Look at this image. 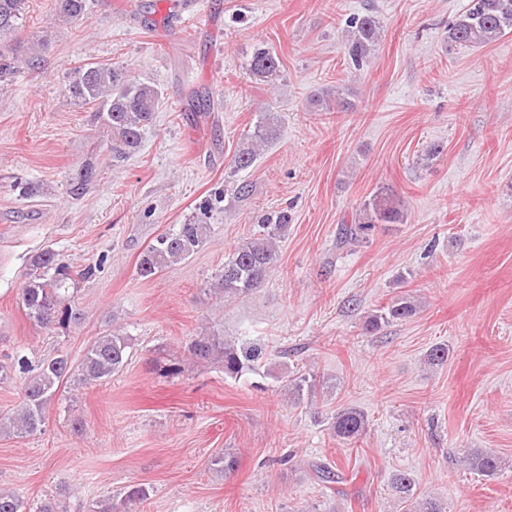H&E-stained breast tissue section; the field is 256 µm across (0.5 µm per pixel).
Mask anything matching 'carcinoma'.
Masks as SVG:
<instances>
[{"label": "carcinoma", "instance_id": "cac0c4a2", "mask_svg": "<svg viewBox=\"0 0 512 512\" xmlns=\"http://www.w3.org/2000/svg\"><path fill=\"white\" fill-rule=\"evenodd\" d=\"M27 0H0V81L22 69L35 71L41 67L36 48H25L14 42L22 26ZM88 0H50V12L64 21H82L88 15ZM512 32V0H469L466 9L448 25V44L479 48L498 41ZM382 38V26L373 12L352 17L344 53L356 69L368 65ZM282 62L276 51L266 45L257 46L248 62L250 72L271 85L281 79ZM66 90L71 97L88 106L94 123L110 136L108 151L112 162L119 164L142 147L144 134L153 123L162 102L161 89L149 81L134 78L124 67L108 63L87 62L74 72ZM278 120L273 112L259 113L235 155V165L244 170L253 165L260 148L277 135ZM100 169L93 161L82 163L69 182L74 196L86 193L98 181ZM406 213L402 204L380 189L364 200L352 224L341 225L339 244L360 243L369 238L378 224H403ZM289 216L285 210L265 213L253 225L249 237L224 256V264L211 278L208 291L224 300L246 296L258 288L280 260L278 243L288 235ZM210 226L206 223L180 224L158 236L138 256L136 273L143 279L153 278L167 268L187 260L203 245ZM95 268L80 271L58 262L56 254L45 250L31 261L21 289V306L27 320L47 333L81 325L85 311L74 300L70 289L75 278L87 279ZM417 305L409 299H398L363 321L369 334L394 320L412 317ZM187 351L197 363H219L224 373L238 376L255 370L263 358L258 345H237L224 338V331L210 326L191 337ZM130 337L119 328L106 326L87 345L78 362L58 351L37 361L17 353L10 357L11 367L24 376L22 399L11 415L0 416V433L33 436L44 431L46 413L64 386L78 389L108 382L128 364ZM366 414L348 406L337 410L331 429L342 444L354 445L367 432ZM461 463L469 470L494 478L505 467L498 455L482 449L462 453ZM213 470L228 474L237 469L238 459L231 452L215 455ZM395 496L405 504L407 512H447L448 505L421 499L414 490L413 479L406 473L392 478ZM146 489L131 487L120 499L105 497L89 504L88 512H133V506L146 498ZM0 512H62L55 496L30 502L15 491L0 489Z\"/></svg>", "mask_w": 512, "mask_h": 512}]
</instances>
